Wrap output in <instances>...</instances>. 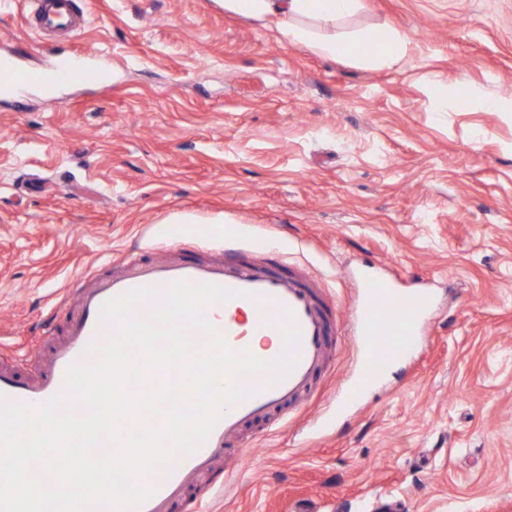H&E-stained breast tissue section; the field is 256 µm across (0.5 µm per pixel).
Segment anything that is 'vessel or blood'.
Instances as JSON below:
<instances>
[{
	"label": "vessel or blood",
	"instance_id": "1",
	"mask_svg": "<svg viewBox=\"0 0 512 512\" xmlns=\"http://www.w3.org/2000/svg\"><path fill=\"white\" fill-rule=\"evenodd\" d=\"M27 2L31 7L25 21L28 32H75L81 27L72 0ZM60 67L69 74L92 78L99 77L102 70L99 55L89 51L63 58ZM29 83L16 56L0 57V89L11 91ZM242 244V238H225L223 254L210 259L183 255L124 259L115 271L76 288V301L63 316L49 314L43 337L50 347L36 375L27 377L16 368H0V402L37 406L62 397L67 405H74L65 381L68 367L92 361L88 346L116 330L115 322L102 315L104 303L134 288H152V296L131 311L132 318L141 319L166 303L170 284L180 279L236 291V298L204 309L208 320L236 351L247 348L250 331L278 335L273 318L285 309L292 312L293 324L300 332L298 361L292 371L272 384L262 375L243 377L241 383L253 390V397L228 408L196 451L138 477L137 486L152 489L153 494L131 512H179L214 463L237 447L245 429L258 425L263 432H271L304 409L338 345V337L348 335L358 347L359 382L337 400V409H344L347 402L358 398L363 384L380 380L397 358L414 350L424 333V319L436 305L428 289L404 293L388 280L366 277L359 281L358 298L347 314L336 317L317 282L307 273L293 267L284 274L264 260H242Z\"/></svg>",
	"mask_w": 512,
	"mask_h": 512
}]
</instances>
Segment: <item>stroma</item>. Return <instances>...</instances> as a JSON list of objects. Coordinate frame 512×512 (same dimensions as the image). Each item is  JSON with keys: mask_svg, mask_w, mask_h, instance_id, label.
<instances>
[{"mask_svg": "<svg viewBox=\"0 0 512 512\" xmlns=\"http://www.w3.org/2000/svg\"><path fill=\"white\" fill-rule=\"evenodd\" d=\"M360 2L337 33L405 30L407 61L325 58L215 0H77L79 33L38 38L0 0V55L42 77L0 101V352L21 371L45 306L155 224L198 258L232 226L253 254L287 245L342 311L361 273L436 293L416 350L340 414L342 337L307 410L245 439L200 512H512V112L483 106L512 99V0ZM81 50L109 88L46 86Z\"/></svg>", "mask_w": 512, "mask_h": 512, "instance_id": "stroma-1", "label": "stroma"}]
</instances>
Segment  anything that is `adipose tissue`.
<instances>
[{"label":"adipose tissue","instance_id":"obj_1","mask_svg":"<svg viewBox=\"0 0 512 512\" xmlns=\"http://www.w3.org/2000/svg\"><path fill=\"white\" fill-rule=\"evenodd\" d=\"M225 11L256 19L273 20L280 38L326 57L341 54L344 39L324 38L304 21L314 18L326 24L353 14L359 0H219Z\"/></svg>","mask_w":512,"mask_h":512}]
</instances>
